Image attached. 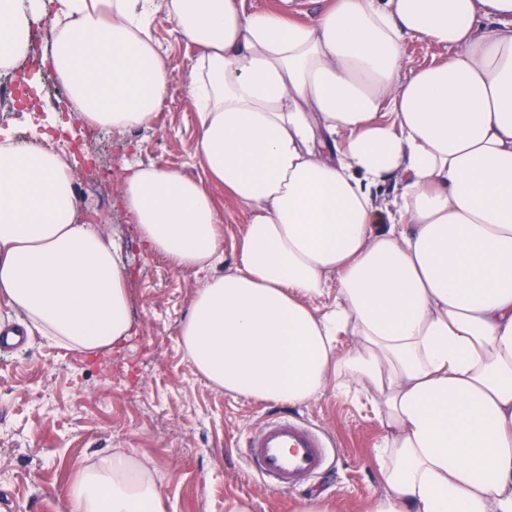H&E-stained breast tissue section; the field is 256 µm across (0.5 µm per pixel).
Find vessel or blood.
<instances>
[{
    "instance_id": "obj_1",
    "label": "vessel or blood",
    "mask_w": 512,
    "mask_h": 512,
    "mask_svg": "<svg viewBox=\"0 0 512 512\" xmlns=\"http://www.w3.org/2000/svg\"><path fill=\"white\" fill-rule=\"evenodd\" d=\"M250 466L275 492L295 489L319 473L326 444L306 420L279 416L262 421L246 438Z\"/></svg>"
}]
</instances>
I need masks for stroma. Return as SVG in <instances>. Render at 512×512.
Segmentation results:
<instances>
[{"instance_id": "1", "label": "stroma", "mask_w": 512, "mask_h": 512, "mask_svg": "<svg viewBox=\"0 0 512 512\" xmlns=\"http://www.w3.org/2000/svg\"><path fill=\"white\" fill-rule=\"evenodd\" d=\"M154 35L173 80L151 127L123 133L87 125L77 132L96 150L99 172H89L68 146L60 151L76 170L84 221L111 224L122 244L136 336L91 358L51 346L38 335L0 352V512H72L65 485L117 452L151 466L164 512H224L226 501H247L251 512H296L301 501L323 498L335 512H371L382 494L378 453L386 429L366 391L328 388L293 407L331 441L324 471L292 492L268 490L248 468L244 438L285 405L214 389L196 376L179 344L198 276L173 270L141 242L121 196L128 167L153 163L203 178L194 156L198 134L187 83L197 51L156 14ZM40 63L44 112L66 119L68 92L53 84L47 59L52 38L30 31ZM223 210L224 260L233 266L246 215L223 189L213 188Z\"/></svg>"}]
</instances>
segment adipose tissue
<instances>
[{
  "mask_svg": "<svg viewBox=\"0 0 512 512\" xmlns=\"http://www.w3.org/2000/svg\"><path fill=\"white\" fill-rule=\"evenodd\" d=\"M284 2L0 0V69L53 11L69 112L149 126L171 82L152 28L164 13L198 51L207 179L141 164L122 196L148 251L202 276L180 327L193 371L291 406L364 387L388 431L373 512H512V0H330L308 21ZM411 37L445 56L405 70ZM210 182L247 214L223 273ZM0 300L67 350L137 333L122 246L82 221L45 134L0 141ZM65 495L72 512H163L127 453Z\"/></svg>",
  "mask_w": 512,
  "mask_h": 512,
  "instance_id": "adipose-tissue-1",
  "label": "adipose tissue"
}]
</instances>
